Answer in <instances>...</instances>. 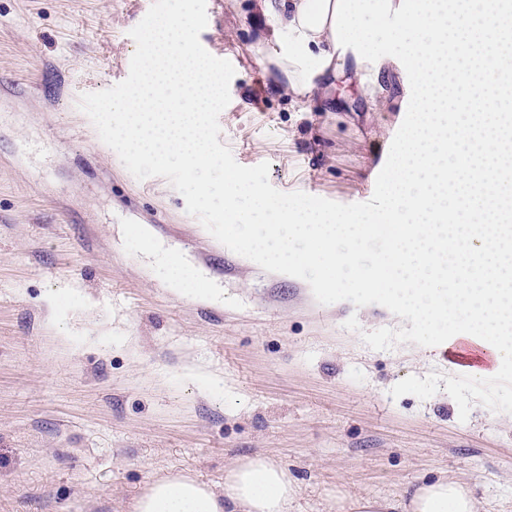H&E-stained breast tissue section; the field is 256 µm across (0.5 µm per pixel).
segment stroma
Instances as JSON below:
<instances>
[{
  "mask_svg": "<svg viewBox=\"0 0 512 512\" xmlns=\"http://www.w3.org/2000/svg\"><path fill=\"white\" fill-rule=\"evenodd\" d=\"M152 3L0 0V512H135L156 477L220 492L257 454L287 469L288 512H350L353 496L444 477L478 512H512V357L487 390L445 352L369 348L362 332L409 320L319 304L304 280L232 252L79 112L82 94L127 77ZM207 16L202 46L235 68L219 142L241 165L269 163L279 191L370 200L404 119L396 99L354 77L297 99L257 51L277 47L257 0H207ZM143 224L223 303L153 273Z\"/></svg>",
  "mask_w": 512,
  "mask_h": 512,
  "instance_id": "obj_1",
  "label": "stroma"
}]
</instances>
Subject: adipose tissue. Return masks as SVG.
Wrapping results in <instances>:
<instances>
[{
  "instance_id": "ef3b65f1",
  "label": "adipose tissue",
  "mask_w": 512,
  "mask_h": 512,
  "mask_svg": "<svg viewBox=\"0 0 512 512\" xmlns=\"http://www.w3.org/2000/svg\"><path fill=\"white\" fill-rule=\"evenodd\" d=\"M279 48L270 59L305 96L339 76L382 90L401 76L409 118L386 168L382 209L389 247L359 270L368 220L346 210L272 202L233 171L224 174V233H252L249 256L288 268L303 263L354 275L350 290L387 291L426 335L481 347L497 340L491 366L512 354V264L496 235V202L512 201V152L503 149L512 104V0H259ZM247 208H240V200ZM453 265L458 285L436 273ZM287 470L258 455L237 462L224 493L180 474L152 482L136 512H288ZM402 512H476L470 490L442 479L416 487Z\"/></svg>"
}]
</instances>
